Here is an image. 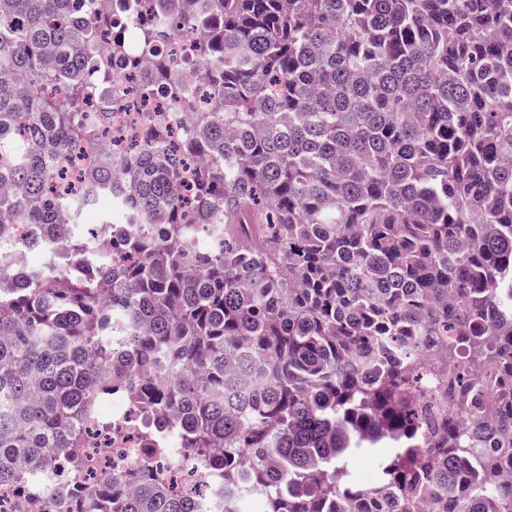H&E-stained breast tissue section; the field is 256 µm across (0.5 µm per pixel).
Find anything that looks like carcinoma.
<instances>
[{
    "mask_svg": "<svg viewBox=\"0 0 512 512\" xmlns=\"http://www.w3.org/2000/svg\"><path fill=\"white\" fill-rule=\"evenodd\" d=\"M134 2L105 19L118 39ZM208 2L201 135L152 132L131 196L110 155L72 196L50 187L98 135L86 75L112 58L88 0H0V485L44 487L120 401L145 454L208 449L222 512H512L488 482L512 468V0ZM179 8L143 20L155 83ZM79 512L199 507L142 465ZM112 213V198L102 196L97 204L87 210L82 217L81 234L87 235L88 232L94 231L102 219Z\"/></svg>",
    "mask_w": 512,
    "mask_h": 512,
    "instance_id": "cac0c4a2",
    "label": "carcinoma"
}]
</instances>
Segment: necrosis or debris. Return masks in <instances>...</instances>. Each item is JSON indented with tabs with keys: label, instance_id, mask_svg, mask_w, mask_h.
I'll use <instances>...</instances> for the list:
<instances>
[{
	"label": "necrosis or debris",
	"instance_id": "necrosis-or-debris-1",
	"mask_svg": "<svg viewBox=\"0 0 512 512\" xmlns=\"http://www.w3.org/2000/svg\"><path fill=\"white\" fill-rule=\"evenodd\" d=\"M145 64L128 68L115 61L107 79H89L86 118L97 123L101 108L112 114L100 139L81 148L64 166L59 185L66 190L79 189L87 180L92 165L102 150H110L117 163L116 171L127 175L125 158L133 149L145 147L151 130L160 128L170 138H178L189 127L192 113L200 111L204 100L195 88L169 93L147 85ZM72 454L79 465L61 477L68 489H87L105 474H117L141 464L144 454L140 433L127 410L113 412L103 430L89 434L82 447ZM0 512H59L56 497L44 491L22 490L13 485L0 486Z\"/></svg>",
	"mask_w": 512,
	"mask_h": 512
}]
</instances>
